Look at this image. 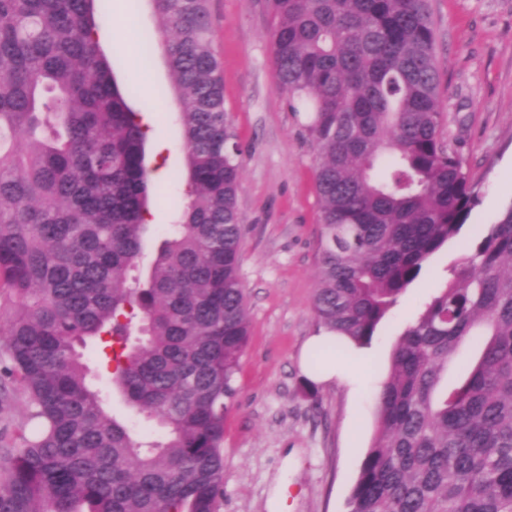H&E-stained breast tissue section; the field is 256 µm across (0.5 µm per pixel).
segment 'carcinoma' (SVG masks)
Returning <instances> with one entry per match:
<instances>
[{
  "instance_id": "carcinoma-1",
  "label": "carcinoma",
  "mask_w": 512,
  "mask_h": 512,
  "mask_svg": "<svg viewBox=\"0 0 512 512\" xmlns=\"http://www.w3.org/2000/svg\"><path fill=\"white\" fill-rule=\"evenodd\" d=\"M181 102L189 190L137 274L146 132L95 39L107 0H0V325L36 433L0 448V512H219L224 415L250 325L239 148L209 0H155ZM278 86L317 147L318 325L369 344L428 260L452 280L396 342L348 512H512V205L461 240L478 193L438 137L427 0H268ZM466 339L477 355L448 388ZM112 386L149 440L91 388Z\"/></svg>"
}]
</instances>
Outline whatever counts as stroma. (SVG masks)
Returning a JSON list of instances; mask_svg holds the SVG:
<instances>
[{"instance_id": "35a3bbf8", "label": "stroma", "mask_w": 512, "mask_h": 512, "mask_svg": "<svg viewBox=\"0 0 512 512\" xmlns=\"http://www.w3.org/2000/svg\"><path fill=\"white\" fill-rule=\"evenodd\" d=\"M440 95L439 139L479 193L464 234L487 230L512 205V0H428ZM213 48L224 73V108L241 150L237 206L239 275L250 336L238 395L224 417V499L220 512H346L376 432V394L393 346L421 305L464 259L451 244L382 321L364 351L358 384H321L300 366L320 327L313 311L320 254L317 150L306 113L292 111L277 85L267 0H210ZM152 0H109L99 44L150 131L146 164L161 171L149 204L141 271L187 189L179 101ZM149 33L142 47L141 33ZM164 92L158 108L143 97Z\"/></svg>"}]
</instances>
